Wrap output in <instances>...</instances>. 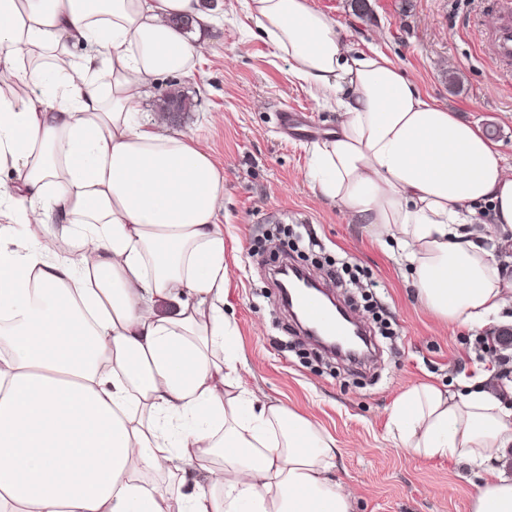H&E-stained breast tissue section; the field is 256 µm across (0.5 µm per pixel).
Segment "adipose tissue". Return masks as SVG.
Masks as SVG:
<instances>
[{"label":"adipose tissue","mask_w":512,"mask_h":512,"mask_svg":"<svg viewBox=\"0 0 512 512\" xmlns=\"http://www.w3.org/2000/svg\"><path fill=\"white\" fill-rule=\"evenodd\" d=\"M247 12L336 103L312 189L399 256L439 319H498L512 265L473 230L512 231L497 143L310 0ZM175 16L213 21L201 0H0V512H352L334 441L236 376L222 172L195 134L136 119L145 88L201 56ZM458 385L402 392L389 432L477 476L470 512H512V379ZM147 471L192 489L169 495Z\"/></svg>","instance_id":"ef3b65f1"}]
</instances>
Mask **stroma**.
I'll use <instances>...</instances> for the list:
<instances>
[{"label":"stroma","mask_w":512,"mask_h":512,"mask_svg":"<svg viewBox=\"0 0 512 512\" xmlns=\"http://www.w3.org/2000/svg\"><path fill=\"white\" fill-rule=\"evenodd\" d=\"M344 27L349 43L374 44L420 88L499 142L512 166V66L486 51L501 0H369L359 17L350 0H310ZM214 24L194 30L203 46L187 75L154 82L140 119L164 118L163 130H193L224 171V264L229 271L224 314L235 324L232 345L242 384L320 426L338 448L335 478L356 491L353 512H468L477 478L449 459L413 455L388 432L390 409L404 390L448 386L476 374L485 355L476 331L437 319L417 299L396 260L364 225L312 190L302 173L313 142L335 131L334 108L316 105L292 82L288 64L252 38L243 0H205ZM184 94V112L159 114L160 99ZM286 227L291 263L321 247L311 268L329 283L328 266H356L375 281L359 311L368 327L385 319L394 334L378 338L376 360L355 365L305 342L284 308L271 269L277 254L264 241Z\"/></svg>","instance_id":"obj_1"}]
</instances>
